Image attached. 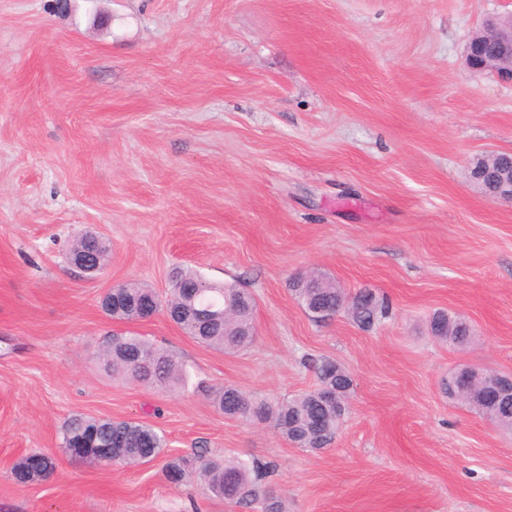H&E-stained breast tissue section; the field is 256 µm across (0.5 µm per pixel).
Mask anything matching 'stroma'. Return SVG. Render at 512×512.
<instances>
[{
	"label": "stroma",
	"mask_w": 512,
	"mask_h": 512,
	"mask_svg": "<svg viewBox=\"0 0 512 512\" xmlns=\"http://www.w3.org/2000/svg\"><path fill=\"white\" fill-rule=\"evenodd\" d=\"M512 0H0V512H261L173 485L166 460L272 465L288 512H512V433L448 398L468 365L512 374V203L471 180L512 152V81L475 77L465 47ZM110 248L81 277L73 241ZM184 266L236 284L256 340L229 355L166 315L100 304L138 283L166 297ZM317 270L386 296L371 330L318 323L291 295ZM464 316L472 344L429 333ZM132 332L176 352L171 392L112 378L96 354ZM349 372L335 441L297 448L224 415L213 391L260 400ZM135 420L164 435L151 463L65 455V421ZM42 451L56 467L18 483Z\"/></svg>",
	"instance_id": "stroma-1"
}]
</instances>
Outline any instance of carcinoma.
I'll return each mask as SVG.
<instances>
[{"label":"carcinoma","instance_id":"cac0c4a2","mask_svg":"<svg viewBox=\"0 0 512 512\" xmlns=\"http://www.w3.org/2000/svg\"><path fill=\"white\" fill-rule=\"evenodd\" d=\"M295 278L291 290L302 307L320 306L332 314L345 313L347 318L362 329H372L391 314V303L368 289L349 296L336 285L318 280L309 274ZM175 286L166 301L145 286L126 284L113 289L114 296L107 304L112 317L118 320L138 316L139 311L152 305L164 304L167 316L185 334L196 342L235 354L249 348L256 339L252 319L253 296L234 284L215 285L193 269H179L173 275ZM206 310L224 311V320L212 327L199 323L198 313ZM431 335L452 346L469 342L468 329L460 318L446 311H436L429 320ZM104 370L114 377L129 378L145 387L172 391L186 386L188 371L180 357L159 349L137 334H112L99 353ZM318 387L288 400L276 403H256L237 389L219 387L214 401L227 416H254L269 421L292 444L301 448L320 449L329 445L336 436L352 380L337 363L323 359L315 368ZM477 414L498 427L508 425L501 418L512 414V402L494 407L471 405ZM93 429L98 442L118 462L147 463L158 457L165 446V438L152 426L134 420L77 417L68 421L61 431L60 448ZM166 478L175 484L192 482L206 494L238 504L258 501V483L270 473L269 465L254 461L243 462L208 458L196 455L178 458L165 468Z\"/></svg>","mask_w":512,"mask_h":512}]
</instances>
